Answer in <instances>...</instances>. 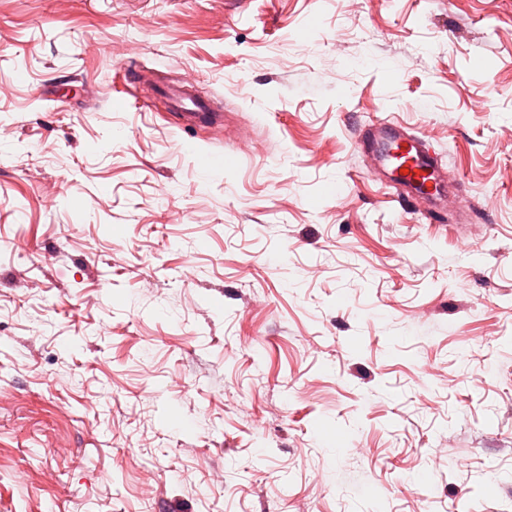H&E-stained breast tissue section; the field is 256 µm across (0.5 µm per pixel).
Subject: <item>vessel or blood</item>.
I'll use <instances>...</instances> for the list:
<instances>
[{"label":"vessel or blood","instance_id":"obj_1","mask_svg":"<svg viewBox=\"0 0 512 512\" xmlns=\"http://www.w3.org/2000/svg\"><path fill=\"white\" fill-rule=\"evenodd\" d=\"M174 107L189 118L208 116L207 104L185 85L171 96ZM357 150L370 159V170L377 178L394 187L404 201H434L438 210L448 206L470 211L468 200L459 194L455 175L441 164L435 148L424 137L393 119H385L356 135Z\"/></svg>","mask_w":512,"mask_h":512}]
</instances>
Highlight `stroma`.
Listing matches in <instances>:
<instances>
[{
	"label": "stroma",
	"instance_id": "1",
	"mask_svg": "<svg viewBox=\"0 0 512 512\" xmlns=\"http://www.w3.org/2000/svg\"><path fill=\"white\" fill-rule=\"evenodd\" d=\"M0 512H512V0H0ZM172 103L181 112H188L190 119H206L210 114L204 98L199 96L191 84L185 85L182 90H176L171 96ZM357 150L370 158V171L394 187L398 196L411 203L436 200L434 211H448L451 202L460 212L470 215L468 200L459 194L456 176L441 164L435 148L424 137L391 118L376 122L362 134H356ZM403 154L406 164L397 162L391 150ZM400 169H408L407 174Z\"/></svg>",
	"mask_w": 512,
	"mask_h": 512
}]
</instances>
